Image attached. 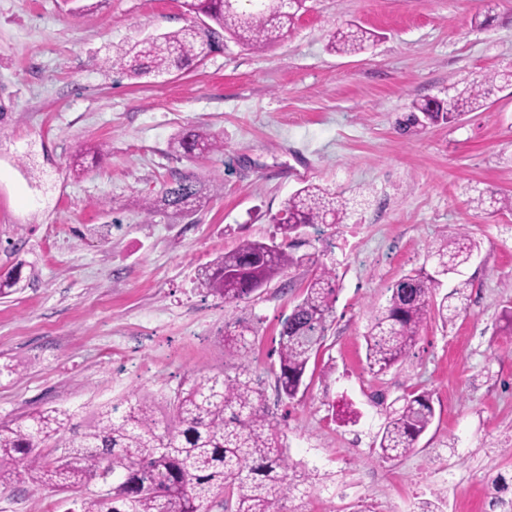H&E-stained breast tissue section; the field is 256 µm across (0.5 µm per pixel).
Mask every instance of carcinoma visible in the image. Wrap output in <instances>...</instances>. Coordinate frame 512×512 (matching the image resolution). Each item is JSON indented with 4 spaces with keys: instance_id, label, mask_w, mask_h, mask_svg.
<instances>
[{
    "instance_id": "obj_1",
    "label": "carcinoma",
    "mask_w": 512,
    "mask_h": 512,
    "mask_svg": "<svg viewBox=\"0 0 512 512\" xmlns=\"http://www.w3.org/2000/svg\"><path fill=\"white\" fill-rule=\"evenodd\" d=\"M305 0H294L277 11L251 0L249 8L230 9L225 0H185L189 13L208 19L195 26L162 33L112 56L111 66L134 77L160 76L186 68L205 56L214 40L228 32L242 44L261 48L292 30ZM375 34L352 24L333 35L329 48L357 54L369 47ZM497 76L485 74L466 83L444 109L429 98L414 99L406 123L415 126L439 121L453 124L483 109L493 94ZM185 157L220 149L218 139L189 127L171 143ZM202 193L191 174L166 183L161 196L145 202L146 214L159 207L187 214ZM346 203L336 193L308 183L289 196L273 217L283 242L246 240L217 256L200 273L201 286L211 295L233 303L250 298L288 269L303 263L285 241L315 224H341ZM479 243L463 227L441 238L429 251L432 268H420L389 287L387 304L372 316L366 335V361L379 375L404 361L416 344L421 327L437 315L455 320L464 309L470 281L461 280L437 298L433 291L442 278L460 274ZM336 273L317 268L303 298L282 322L275 371L278 395L296 398L311 360L325 348L336 304ZM254 328L236 321L224 328V348L248 360ZM390 410L377 435L378 458L397 460L416 448L435 419L431 393L412 391ZM65 410L36 412L0 422V488H8L21 473L54 492L76 495L91 483L112 476L109 492L80 500V512H209L217 504L223 512H307L302 489L308 475L290 462L283 442L282 423L269 411L261 380L247 371L230 376L222 370L187 377L174 392L170 415L161 420L151 401L138 399L123 411L103 405L85 424L73 423Z\"/></svg>"
}]
</instances>
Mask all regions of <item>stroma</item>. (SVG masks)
Here are the masks:
<instances>
[{
  "instance_id": "1",
  "label": "stroma",
  "mask_w": 512,
  "mask_h": 512,
  "mask_svg": "<svg viewBox=\"0 0 512 512\" xmlns=\"http://www.w3.org/2000/svg\"><path fill=\"white\" fill-rule=\"evenodd\" d=\"M351 21L378 41L329 52ZM192 22L184 0H96L77 16L63 0H0V275L22 268L0 299V421L59 407L83 423L139 398L166 415L187 373H237L223 336L241 320L256 330L250 371L309 476L308 512H481L492 484H512V212L477 204L512 193V0H306L294 30L258 50L228 38L139 79L107 63ZM485 73L497 77L486 109L400 134L411 100H446ZM194 125L223 151L175 154ZM179 173L222 188L189 215L146 214ZM304 181L353 200L344 223L306 229L290 251L307 263L253 298L205 293L199 270L275 237ZM462 224L480 243L462 270L465 311L430 317L406 360L372 374L373 311ZM324 264L338 288L326 347L305 393L281 399V322ZM414 389L432 393L436 418L411 453L382 461L385 408ZM76 510L25 474L0 489V512Z\"/></svg>"
}]
</instances>
